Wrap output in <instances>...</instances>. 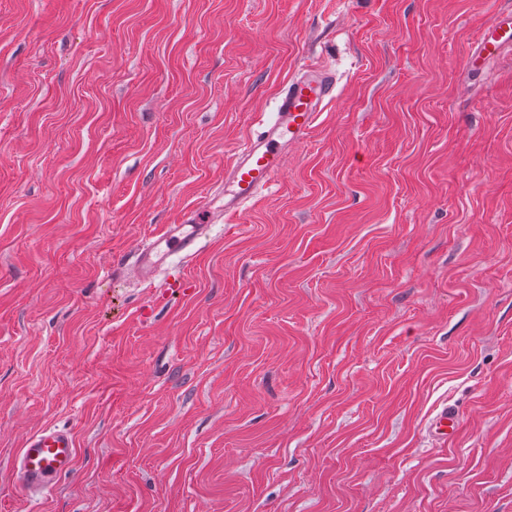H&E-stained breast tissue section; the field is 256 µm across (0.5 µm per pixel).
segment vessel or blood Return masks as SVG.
I'll use <instances>...</instances> for the list:
<instances>
[{"instance_id":"vessel-or-blood-1","label":"vessel or blood","mask_w":512,"mask_h":512,"mask_svg":"<svg viewBox=\"0 0 512 512\" xmlns=\"http://www.w3.org/2000/svg\"><path fill=\"white\" fill-rule=\"evenodd\" d=\"M507 47H512V12L491 19L467 65L473 70L482 69ZM334 89V80L322 71L289 83L280 100L276 120L249 137L226 165L225 218L240 216L257 191L272 184L282 171V156L288 146L308 136L324 102L333 98ZM209 223V216L200 212L193 215L191 223L167 225L159 244L148 245L138 253L136 263L141 275L151 277L164 252L193 256ZM73 460L74 445L70 435L48 430L27 442L19 458V470L25 484L41 489L48 486L50 478L68 472Z\"/></svg>"}]
</instances>
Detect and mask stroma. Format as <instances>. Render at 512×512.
Here are the masks:
<instances>
[{
	"instance_id": "1",
	"label": "stroma",
	"mask_w": 512,
	"mask_h": 512,
	"mask_svg": "<svg viewBox=\"0 0 512 512\" xmlns=\"http://www.w3.org/2000/svg\"><path fill=\"white\" fill-rule=\"evenodd\" d=\"M509 11L0 0V512H512V49L466 66ZM314 68L280 177L142 278ZM191 220L196 224L167 225L156 242L140 250L137 254L136 263L140 274L144 278L152 276L166 253H180L185 257L194 255L199 239L205 236L210 226V216L204 212H199L193 215ZM162 243L166 249L163 254L158 249V246ZM74 445L69 434L48 430L34 435L23 448L19 470L31 488L41 489L51 477L68 472L73 465Z\"/></svg>"
}]
</instances>
